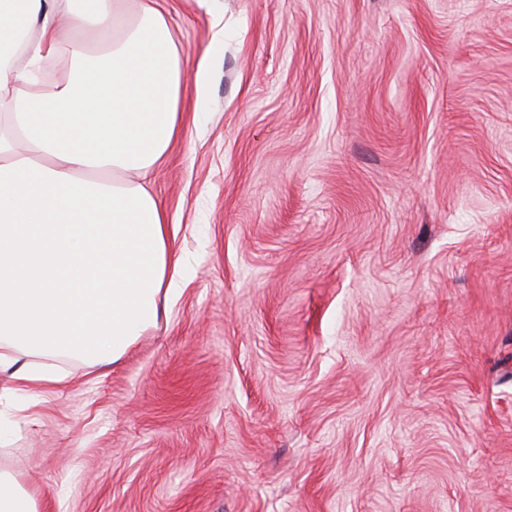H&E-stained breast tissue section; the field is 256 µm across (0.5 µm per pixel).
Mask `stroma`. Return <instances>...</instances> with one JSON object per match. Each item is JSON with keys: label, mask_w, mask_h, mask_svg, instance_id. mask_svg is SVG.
Listing matches in <instances>:
<instances>
[{"label": "stroma", "mask_w": 512, "mask_h": 512, "mask_svg": "<svg viewBox=\"0 0 512 512\" xmlns=\"http://www.w3.org/2000/svg\"><path fill=\"white\" fill-rule=\"evenodd\" d=\"M190 261L106 369L0 400L43 512H512V0H165ZM211 67L209 63L201 64L194 75L191 85L195 100V110L201 112L206 103L207 86L210 79Z\"/></svg>", "instance_id": "35a3bbf8"}]
</instances>
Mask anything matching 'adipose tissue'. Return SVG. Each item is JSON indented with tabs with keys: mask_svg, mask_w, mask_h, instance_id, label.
I'll return each instance as SVG.
<instances>
[{
	"mask_svg": "<svg viewBox=\"0 0 512 512\" xmlns=\"http://www.w3.org/2000/svg\"><path fill=\"white\" fill-rule=\"evenodd\" d=\"M0 0V370L12 395L58 383L47 358L106 368L154 328L184 264L145 178L206 103L159 0ZM73 67L44 84L46 60ZM0 512L38 493L0 468Z\"/></svg>",
	"mask_w": 512,
	"mask_h": 512,
	"instance_id": "obj_1",
	"label": "adipose tissue"
}]
</instances>
